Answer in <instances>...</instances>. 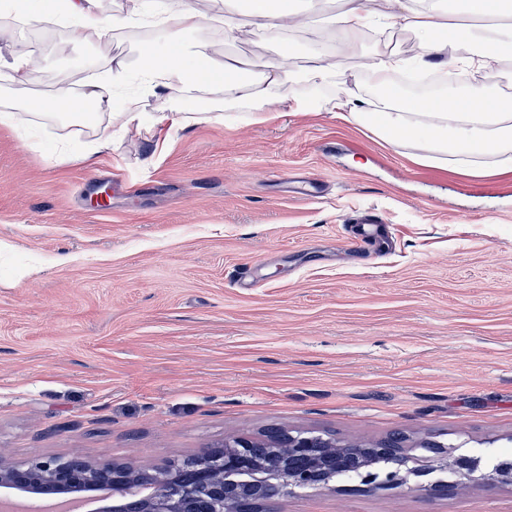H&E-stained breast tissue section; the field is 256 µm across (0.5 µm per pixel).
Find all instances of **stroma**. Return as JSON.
<instances>
[{"mask_svg": "<svg viewBox=\"0 0 512 512\" xmlns=\"http://www.w3.org/2000/svg\"><path fill=\"white\" fill-rule=\"evenodd\" d=\"M325 0L285 43L190 34L242 69L333 41ZM43 65L0 101L72 94L113 58L140 65L162 31L135 26L107 45L62 22L32 29ZM412 56L392 26L362 35L320 88L316 112L252 121L250 104L207 93L175 107L216 121L116 138L97 170L49 160L51 145L92 140L71 120L35 137L0 125V456L81 458L156 468L263 439L270 428L339 441L404 435L480 458L512 452V173L476 180L415 163L336 117L362 56ZM313 178L312 198L290 186ZM111 186L104 206L98 185ZM385 219L366 245L356 219ZM275 512H512V485L461 491L304 489Z\"/></svg>", "mask_w": 512, "mask_h": 512, "instance_id": "obj_1", "label": "stroma"}]
</instances>
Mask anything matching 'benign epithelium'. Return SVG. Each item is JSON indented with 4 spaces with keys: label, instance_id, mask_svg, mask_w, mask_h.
<instances>
[{
    "label": "benign epithelium",
    "instance_id": "benign-epithelium-1",
    "mask_svg": "<svg viewBox=\"0 0 512 512\" xmlns=\"http://www.w3.org/2000/svg\"><path fill=\"white\" fill-rule=\"evenodd\" d=\"M247 437L224 440V448L209 450L179 464L144 472L111 462L74 467L68 460L47 459L28 464L0 461V491L66 497L82 493L97 498L98 476L109 470L112 493L102 497L97 512H124L125 490L131 486L147 491L140 496L137 512H268L269 505L302 489L333 488L336 476L351 471L369 488L406 486L412 477L428 471L419 458L387 441L365 444L340 443L313 432L287 433V439L266 441L269 454L260 460ZM435 462L456 475L453 487L466 490L480 480L512 484L511 468L478 473L479 463L468 455L448 457L433 449Z\"/></svg>",
    "mask_w": 512,
    "mask_h": 512
}]
</instances>
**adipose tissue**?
<instances>
[{"label":"adipose tissue","instance_id":"1","mask_svg":"<svg viewBox=\"0 0 512 512\" xmlns=\"http://www.w3.org/2000/svg\"><path fill=\"white\" fill-rule=\"evenodd\" d=\"M250 10L228 7L226 0H210L208 11H201L189 0H128L126 7L108 13L100 0H65V13L79 40L100 43L113 32L153 18L163 27L165 42L143 48L146 60L141 68L146 89L159 92L179 89L185 92L214 88L226 97L254 105L255 121L271 123L280 111L269 110L276 91L286 80L299 82L331 79L337 70L336 51L352 46L364 30L376 26L401 25L411 31L419 54L408 59L395 52L366 54L360 81L354 89L336 95L331 109L344 122L369 131L392 149L410 150L415 162L446 168L474 179H493L512 172V109L496 104L487 92L484 77L505 58L512 56V31L478 38L475 23L512 18L506 0H465L468 24L451 23L436 6L420 7L415 0H341L336 14L335 52L314 47L307 69L293 67L294 50L285 48L272 60L260 61L258 74L244 78L240 69L214 59L203 46L185 42L186 34L198 30L203 18L220 24L225 40L253 33L271 41L281 40L287 28L306 26L305 14L295 12L292 0H252ZM478 43L477 51L459 57V45ZM432 68L441 72L455 67L467 69L479 81L469 91L447 89L427 104L401 98L393 92L373 99L364 93L369 84H388L392 75L406 67ZM130 78L129 65L116 60L102 80V90L85 89L79 95L53 98L33 97L23 107L0 108V124L22 126L35 119L54 120L73 114L82 104L95 105L108 112L109 126L85 150L81 161L86 168L98 165L101 156L112 149V133L136 130L151 133L158 124L169 122L188 127L208 121L206 112H161L148 118L142 112L139 96L128 95L120 108L112 106V91L122 89Z\"/></svg>","mask_w":512,"mask_h":512}]
</instances>
